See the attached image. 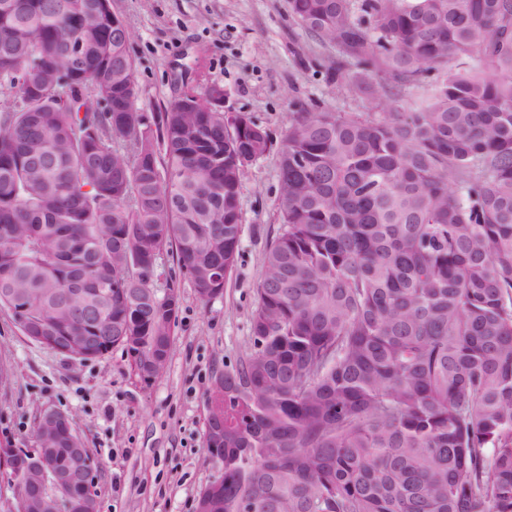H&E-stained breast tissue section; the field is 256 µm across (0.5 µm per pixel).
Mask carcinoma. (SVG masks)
Masks as SVG:
<instances>
[{
	"label": "carcinoma",
	"mask_w": 512,
	"mask_h": 512,
	"mask_svg": "<svg viewBox=\"0 0 512 512\" xmlns=\"http://www.w3.org/2000/svg\"><path fill=\"white\" fill-rule=\"evenodd\" d=\"M331 66L377 69L383 113L295 112L279 153L252 351L224 372L209 512H512V0H289ZM70 29L84 45L78 78ZM101 0H0V308L80 361L162 346L149 280L197 296L239 251L244 168L270 149L208 85L151 118ZM479 56L483 68L467 67ZM446 79L405 109L402 89ZM17 512L98 509L27 484Z\"/></svg>",
	"instance_id": "obj_1"
}]
</instances>
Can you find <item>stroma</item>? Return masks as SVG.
<instances>
[{"label":"stroma","instance_id":"obj_1","mask_svg":"<svg viewBox=\"0 0 512 512\" xmlns=\"http://www.w3.org/2000/svg\"><path fill=\"white\" fill-rule=\"evenodd\" d=\"M130 32L138 106L167 111L211 83L219 111L244 113L269 134L270 150L248 165L239 200L241 244L222 296L202 302L163 250L153 285L176 280L179 309L165 370L142 380L126 352L80 362L25 337L0 310V446L33 449L41 413L69 416L96 463L99 512H195L218 472L204 447L216 375L251 351V314L266 247L280 225L279 151L293 112L368 111L348 75L330 67L332 47L303 30L288 0H112Z\"/></svg>","mask_w":512,"mask_h":512}]
</instances>
